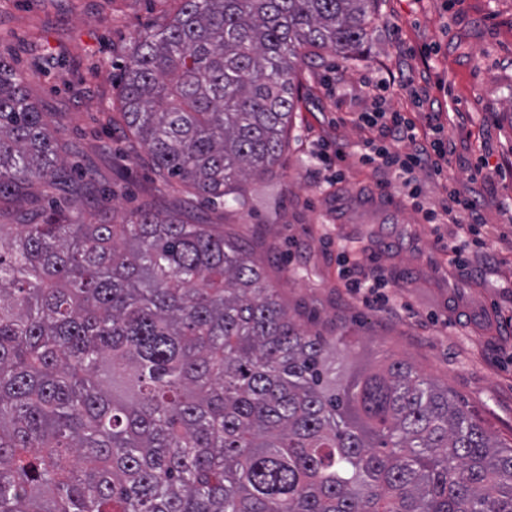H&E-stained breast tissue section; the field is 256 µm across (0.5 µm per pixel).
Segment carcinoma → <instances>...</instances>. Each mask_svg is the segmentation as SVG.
<instances>
[{
	"label": "carcinoma",
	"instance_id": "carcinoma-1",
	"mask_svg": "<svg viewBox=\"0 0 512 512\" xmlns=\"http://www.w3.org/2000/svg\"><path fill=\"white\" fill-rule=\"evenodd\" d=\"M121 116L215 201L278 164L297 71L360 58L378 0H179ZM67 174L0 57V201ZM246 245L150 212L0 224V512H512V445L400 358L343 363Z\"/></svg>",
	"mask_w": 512,
	"mask_h": 512
}]
</instances>
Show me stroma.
Returning <instances> with one entry per match:
<instances>
[{
  "instance_id": "35a3bbf8",
  "label": "stroma",
  "mask_w": 512,
  "mask_h": 512,
  "mask_svg": "<svg viewBox=\"0 0 512 512\" xmlns=\"http://www.w3.org/2000/svg\"><path fill=\"white\" fill-rule=\"evenodd\" d=\"M177 0H0V55L28 76L40 111L61 120L59 156L80 170L87 210L121 221L148 210L220 224L264 263L268 283L304 327L348 337L350 358L375 367L407 360L497 440L512 444V0H380L364 58L326 53L302 67V85L276 174L242 182L209 204L190 188L163 185L121 115V77L132 37ZM63 67L42 70L43 58ZM391 82L387 107L417 126L441 115L453 140L447 170L417 175L418 206L395 169L364 166L371 131L357 121L376 106L371 84ZM431 86V100L413 92ZM344 151L320 163L322 145ZM483 172H476L479 162ZM346 180L331 181L336 170ZM477 200L486 220L466 266L448 265L451 224L424 221L449 191ZM62 193L34 187L0 208L42 218ZM380 281L381 301L345 288L346 274Z\"/></svg>"
}]
</instances>
